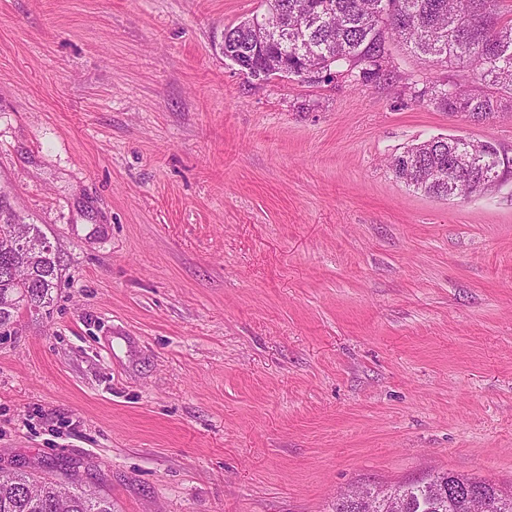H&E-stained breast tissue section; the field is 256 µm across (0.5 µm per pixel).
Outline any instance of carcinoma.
<instances>
[{
	"label": "carcinoma",
	"instance_id": "cac0c4a2",
	"mask_svg": "<svg viewBox=\"0 0 512 512\" xmlns=\"http://www.w3.org/2000/svg\"><path fill=\"white\" fill-rule=\"evenodd\" d=\"M278 26L256 50V32L245 20L224 31L225 50L238 56L244 74L268 81L281 67L300 72L324 64L340 78L376 83L390 76L391 44L448 66L471 72L465 84L416 90L450 115L486 120L512 107V20L499 0H274ZM506 158L490 142L448 136L412 144L394 155L395 177L430 197L450 199L480 193L501 180ZM58 250L38 225L26 220L0 188V330L16 322L20 306L44 308L57 287ZM448 485V498L432 497L436 483ZM464 483L482 488L487 512H512V491L482 479L450 472L399 485L401 512H472ZM64 489L52 479L0 468V512H112L105 495L88 492L71 479Z\"/></svg>",
	"mask_w": 512,
	"mask_h": 512
}]
</instances>
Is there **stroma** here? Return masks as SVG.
I'll use <instances>...</instances> for the list:
<instances>
[{
  "label": "stroma",
  "instance_id": "1",
  "mask_svg": "<svg viewBox=\"0 0 512 512\" xmlns=\"http://www.w3.org/2000/svg\"><path fill=\"white\" fill-rule=\"evenodd\" d=\"M261 0H0V181L62 279L0 339V467L113 512H331L440 472L512 486V181L437 199L391 157L483 123L393 44L381 83L248 81Z\"/></svg>",
  "mask_w": 512,
  "mask_h": 512
}]
</instances>
